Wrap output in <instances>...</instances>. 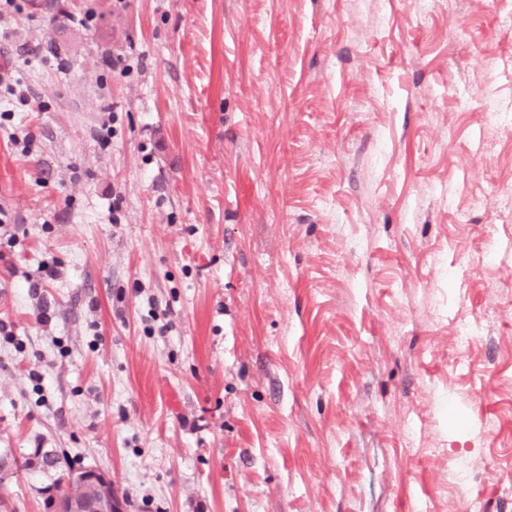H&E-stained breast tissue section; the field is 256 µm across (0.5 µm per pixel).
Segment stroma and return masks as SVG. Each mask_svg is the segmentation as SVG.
I'll use <instances>...</instances> for the list:
<instances>
[{
    "label": "stroma",
    "instance_id": "1",
    "mask_svg": "<svg viewBox=\"0 0 512 512\" xmlns=\"http://www.w3.org/2000/svg\"><path fill=\"white\" fill-rule=\"evenodd\" d=\"M509 7L0 8L35 99L0 122L10 512L45 510L40 449L127 512H512V217L469 205L512 133L456 97L512 105Z\"/></svg>",
    "mask_w": 512,
    "mask_h": 512
}]
</instances>
